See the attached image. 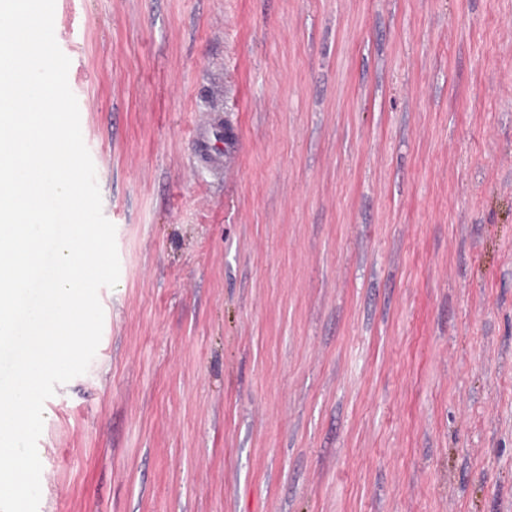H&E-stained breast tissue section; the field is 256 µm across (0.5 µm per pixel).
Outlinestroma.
I'll list each match as a JSON object with an SVG mask.
<instances>
[{
    "mask_svg": "<svg viewBox=\"0 0 512 512\" xmlns=\"http://www.w3.org/2000/svg\"><path fill=\"white\" fill-rule=\"evenodd\" d=\"M54 33L120 276L38 512H512V0H55ZM219 126V122L210 121L200 127L195 134V145L201 157L216 170L224 167V154L228 152L226 147L224 149L222 136L219 135Z\"/></svg>",
    "mask_w": 512,
    "mask_h": 512,
    "instance_id": "35a3bbf8",
    "label": "stroma"
}]
</instances>
